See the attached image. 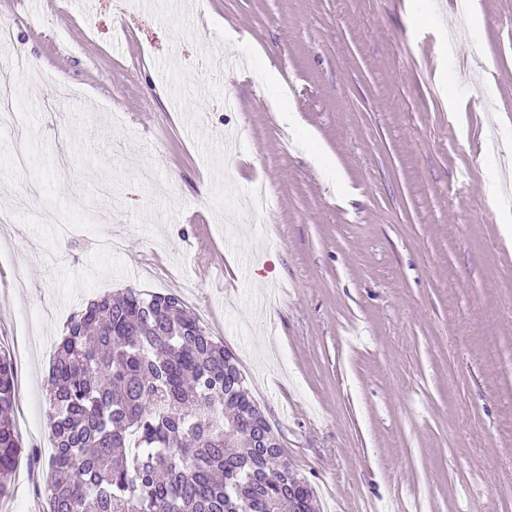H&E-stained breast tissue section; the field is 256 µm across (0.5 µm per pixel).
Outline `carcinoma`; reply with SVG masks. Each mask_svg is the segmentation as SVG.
<instances>
[{
	"label": "carcinoma",
	"mask_w": 512,
	"mask_h": 512,
	"mask_svg": "<svg viewBox=\"0 0 512 512\" xmlns=\"http://www.w3.org/2000/svg\"><path fill=\"white\" fill-rule=\"evenodd\" d=\"M51 512H320L238 360L171 294L126 288L66 325L47 378ZM0 347V498L22 453Z\"/></svg>",
	"instance_id": "obj_1"
}]
</instances>
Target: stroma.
<instances>
[{
    "label": "stroma",
    "instance_id": "obj_1",
    "mask_svg": "<svg viewBox=\"0 0 512 512\" xmlns=\"http://www.w3.org/2000/svg\"><path fill=\"white\" fill-rule=\"evenodd\" d=\"M0 14L47 75L17 83L25 171L0 132L17 411L89 300L172 293L337 512H512V0ZM50 480L20 461L0 512Z\"/></svg>",
    "mask_w": 512,
    "mask_h": 512
}]
</instances>
